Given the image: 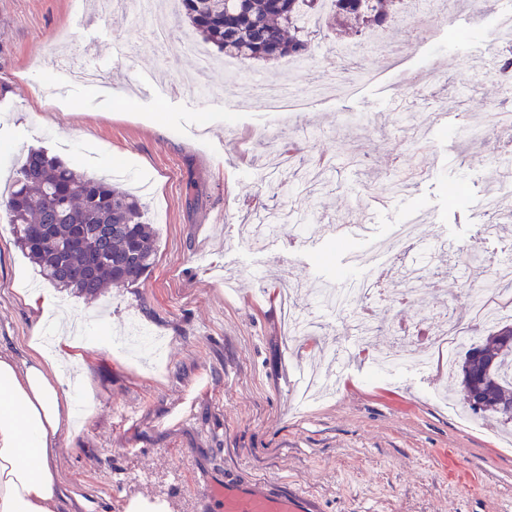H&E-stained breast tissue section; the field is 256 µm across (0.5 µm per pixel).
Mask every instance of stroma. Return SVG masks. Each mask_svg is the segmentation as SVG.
I'll list each match as a JSON object with an SVG mask.
<instances>
[{
    "instance_id": "35a3bbf8",
    "label": "stroma",
    "mask_w": 512,
    "mask_h": 512,
    "mask_svg": "<svg viewBox=\"0 0 512 512\" xmlns=\"http://www.w3.org/2000/svg\"><path fill=\"white\" fill-rule=\"evenodd\" d=\"M499 9H512V0H485L475 29L425 16L437 34L419 43L410 23L394 19L388 37L412 45L400 63L358 52L354 70L376 79L316 99L297 124L237 105L257 82L287 73L286 62L224 63L200 76L181 32L154 49L145 39L150 22L137 15L87 16L82 0H0V192L31 148L97 175L117 166L121 184L150 186L146 217L158 237L145 278L88 300L40 277L0 211L1 353L27 358L39 331L25 288L54 292L84 324L106 323L119 334L133 317L167 341L156 365L133 350L72 351L71 370L96 407L77 433L61 437L58 512H128L135 499L197 512V471L309 493L317 512H512V424L440 401L436 389L454 388L440 356L426 372L409 364L384 377L369 372L403 324L455 323L481 336L470 291L497 263L512 261V195L493 212L474 209L493 173L512 175L495 161L506 130L476 121L512 103V83L482 67L485 54L512 56V45L485 41ZM47 42L72 64L111 66V87L68 88L61 72L37 69ZM343 60L328 36L318 39L310 69L288 73L303 88ZM420 69L433 90L407 99V119L397 121L391 100L401 75ZM132 70L152 75V97H124ZM437 112L447 113V126L432 127ZM265 132L300 146L292 165L263 150ZM397 178L407 179L408 192L385 191ZM300 193L317 216L310 252L291 241L298 219L289 209ZM256 195L282 216L270 249L241 236L260 218L249 206ZM407 212L420 215L415 241L432 253L419 299L371 306L378 333L368 347L322 307L313 310L314 336L287 338L281 286H299L305 303L310 289L341 286L353 257L388 241ZM372 222L380 226L373 242L325 232ZM453 235L464 248L441 250ZM333 345L345 351L334 366L324 354ZM306 367L337 380L335 396L299 405Z\"/></svg>"
}]
</instances>
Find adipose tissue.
<instances>
[{
	"instance_id": "ef3b65f1",
	"label": "adipose tissue",
	"mask_w": 512,
	"mask_h": 512,
	"mask_svg": "<svg viewBox=\"0 0 512 512\" xmlns=\"http://www.w3.org/2000/svg\"><path fill=\"white\" fill-rule=\"evenodd\" d=\"M26 360L0 353V512H56L60 474L57 442L80 408H94L65 379L63 353L33 337Z\"/></svg>"
}]
</instances>
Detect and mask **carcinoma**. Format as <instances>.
Masks as SVG:
<instances>
[{"mask_svg":"<svg viewBox=\"0 0 512 512\" xmlns=\"http://www.w3.org/2000/svg\"><path fill=\"white\" fill-rule=\"evenodd\" d=\"M408 0H332L326 27H350L359 36L385 30L391 6ZM180 16L224 57L278 62L312 58L313 38L302 17L321 13L322 0H179ZM0 210L18 225L19 244L49 283L95 298L114 285L132 286L154 264L157 244L145 205L135 192L67 166L43 149L30 150ZM512 324L487 326L480 358L465 351L455 363L464 407L512 421V352L501 338Z\"/></svg>","mask_w":512,"mask_h":512,"instance_id":"cac0c4a2","label":"carcinoma"}]
</instances>
